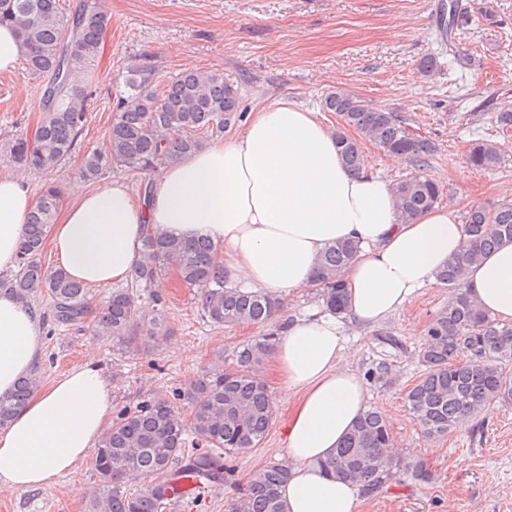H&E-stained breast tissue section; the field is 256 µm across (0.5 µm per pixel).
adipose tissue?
Wrapping results in <instances>:
<instances>
[{
  "instance_id": "1",
  "label": "adipose tissue",
  "mask_w": 512,
  "mask_h": 512,
  "mask_svg": "<svg viewBox=\"0 0 512 512\" xmlns=\"http://www.w3.org/2000/svg\"><path fill=\"white\" fill-rule=\"evenodd\" d=\"M70 195L51 248L58 267L90 288L127 281L144 238L156 231L211 240L229 285L280 298L312 287L327 247L359 244L343 272L344 318L289 316L273 351L282 387L298 397L284 430V512H358L361 486L323 467L367 403L344 327L382 324L435 281L465 241L453 209L404 219L389 183L350 171L335 133L288 100L250 113L232 137L168 165L149 197L120 181L89 191L76 180ZM35 204L25 181L0 175V271L14 267ZM466 288L482 310L512 321V242L473 265ZM43 332L37 308L0 292V397L38 368ZM111 415L101 365L89 360L62 374L0 428V483L21 490L57 484L95 448Z\"/></svg>"
}]
</instances>
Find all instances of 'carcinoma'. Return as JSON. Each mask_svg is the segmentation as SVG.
I'll use <instances>...</instances> for the list:
<instances>
[{
	"label": "carcinoma",
	"instance_id": "carcinoma-1",
	"mask_svg": "<svg viewBox=\"0 0 512 512\" xmlns=\"http://www.w3.org/2000/svg\"><path fill=\"white\" fill-rule=\"evenodd\" d=\"M59 2L0 0V25L17 28L29 73L47 78L33 137L17 134L0 140V164L21 171L52 172L75 151L90 112L89 76L111 22L103 0H83L71 14L64 13ZM324 107L387 154H401L425 166L436 152V145L400 115L358 95L331 92ZM113 112L104 144L85 151L80 174L95 181L107 169L120 167L140 181L139 193L145 195L153 185L147 176H156L172 161L201 149L206 139L223 134L243 116L239 87L224 72L186 70L160 80L156 65L147 57L127 67L124 91ZM336 142L344 164L362 171L365 160L358 140L338 131ZM467 160L476 169H493L501 162V151L488 140L478 141ZM395 191L401 212L408 217L444 199L443 189L428 176L404 179ZM58 203V187L46 186L27 217L17 270L0 275V290L28 305L49 299L54 323L71 327L84 322L87 288L60 270L44 269L39 261ZM463 224V251L436 273L437 282L455 294V304L436 311L426 323L419 351L425 372L404 392L405 404L427 438L448 435L458 419L478 418L496 402L512 403V323L479 310L465 286L471 264L500 243L512 242V204L472 207ZM214 251L215 245L207 239L183 241L150 233L143 240L131 283L151 288L173 269L186 287L199 290L203 316L215 325H265L275 319L281 302L267 293L228 286L224 269L214 263ZM358 251V244L339 241L318 259L316 296L334 315L345 311L341 272ZM137 301L127 288L112 292L95 324L96 333L121 343L137 339L147 349L159 346L167 335L164 317L135 322ZM274 339L270 333L240 346L231 370L218 361L197 373L183 393L190 409L187 415L167 399L148 396L135 410L121 413L99 441L95 456L99 484L88 512H165L171 502V482L190 476L227 480L226 456L259 446L272 423L274 402L260 370L272 355ZM364 377L370 384L390 385L393 364L376 361ZM39 385L40 374L35 371L18 382L13 394L0 398V427ZM189 431L206 450L186 447ZM393 447L388 420L371 407L326 467L373 493L392 477ZM288 474L287 465L279 461L260 468L232 512H283L279 489Z\"/></svg>",
	"mask_w": 512,
	"mask_h": 512
}]
</instances>
